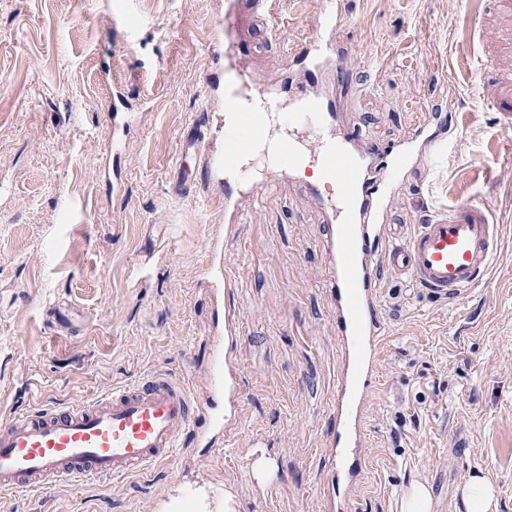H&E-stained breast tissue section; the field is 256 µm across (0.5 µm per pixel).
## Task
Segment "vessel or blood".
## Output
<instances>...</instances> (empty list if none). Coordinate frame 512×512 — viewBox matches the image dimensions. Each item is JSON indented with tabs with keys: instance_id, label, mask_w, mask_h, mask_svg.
Segmentation results:
<instances>
[{
	"instance_id": "b4317fda",
	"label": "vessel or blood",
	"mask_w": 512,
	"mask_h": 512,
	"mask_svg": "<svg viewBox=\"0 0 512 512\" xmlns=\"http://www.w3.org/2000/svg\"><path fill=\"white\" fill-rule=\"evenodd\" d=\"M346 22L341 0H319L308 38L281 41L285 57L304 67L302 83L286 80L267 88L259 103L249 95L251 75L240 65L246 47L238 36L235 5L224 10V38L212 52L224 55V109L235 113L215 149L196 152L208 139V123H197L180 145V156L194 154L204 175L232 172L236 190L224 195V239L236 236L243 196L254 194V176L243 170L242 157L258 142L276 139L272 162L295 172L315 166L304 189L323 207L329 224L325 246L332 278L329 295L341 344L338 385L333 404L336 429L328 438L333 459L328 485L332 502L346 505L364 445L363 419L368 379L376 370L382 327L377 294L382 286L378 260L404 273L427 294L455 302L484 281L499 250L498 225L484 207L462 204L414 225L400 243L384 247L386 204L398 190L404 165L432 157L443 144L432 127L440 106L432 102L413 139L382 147L368 144L365 132L346 124L341 94L318 90L325 52L334 50V35ZM329 69V68H328ZM233 308L213 338V358L204 395L181 380L152 374L137 384L85 403L41 408L10 416L0 423V491L52 489L63 481L123 478L169 460L177 449H222L224 427L239 409L241 374L233 356L240 338ZM221 489L202 495L187 486L166 512H222Z\"/></svg>"
}]
</instances>
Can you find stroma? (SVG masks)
<instances>
[{
  "instance_id": "obj_1",
  "label": "stroma",
  "mask_w": 512,
  "mask_h": 512,
  "mask_svg": "<svg viewBox=\"0 0 512 512\" xmlns=\"http://www.w3.org/2000/svg\"><path fill=\"white\" fill-rule=\"evenodd\" d=\"M225 0H0V417L69 405L152 373L204 383L217 304L210 239L224 184L195 172L173 194L180 137L224 122L208 88ZM317 0L247 16V66L274 81L272 29L301 37ZM346 122L384 145L442 100L453 144L407 172L390 209L418 224L477 202L502 239L462 302L386 273L384 336L366 405L350 512H399L427 484L430 512H457L486 471L512 512V0H342ZM371 83L370 95L359 87ZM129 115L128 125L112 121ZM224 271L239 291L244 401L223 451L117 480L0 493V512H157L184 483L230 489L238 512H326L339 344L322 248L326 214L275 169L258 177ZM277 461L257 493L248 458ZM430 493L428 487L419 481L407 486L401 497L400 512H429Z\"/></svg>"
}]
</instances>
